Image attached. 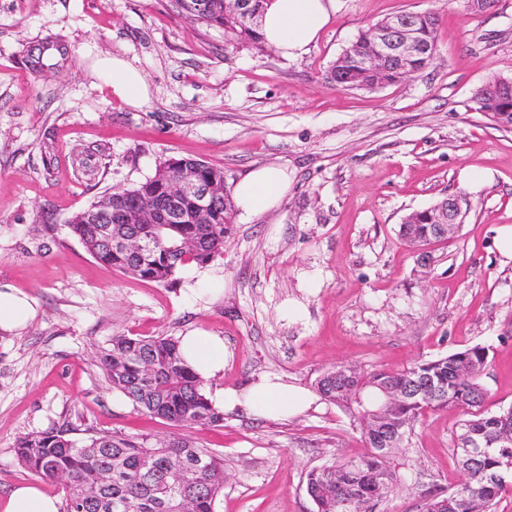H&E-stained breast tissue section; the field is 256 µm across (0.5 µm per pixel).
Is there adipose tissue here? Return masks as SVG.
I'll return each mask as SVG.
<instances>
[{"label": "adipose tissue", "instance_id": "obj_1", "mask_svg": "<svg viewBox=\"0 0 512 512\" xmlns=\"http://www.w3.org/2000/svg\"><path fill=\"white\" fill-rule=\"evenodd\" d=\"M334 12L335 0H266L260 34L269 46L285 56L297 58L308 52ZM95 67L129 103L137 105L144 100L145 83L126 61L115 56L96 61ZM287 189L288 177L284 171L264 167L239 181L234 197L243 215L255 216L275 208ZM36 315L33 299L9 287L0 289V331L10 332L25 326ZM180 352L185 362L207 381L206 396L221 411L289 416L303 411L312 401L310 392L277 377L260 378L240 390L220 386L224 341L207 331L196 330L183 336Z\"/></svg>", "mask_w": 512, "mask_h": 512}]
</instances>
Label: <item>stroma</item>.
<instances>
[{
	"mask_svg": "<svg viewBox=\"0 0 512 512\" xmlns=\"http://www.w3.org/2000/svg\"><path fill=\"white\" fill-rule=\"evenodd\" d=\"M426 10L441 17L431 68L371 92L327 82L361 29ZM112 55L143 77L140 106L94 70ZM495 77H512V0L480 14L468 0H336L295 59L227 46L223 29L187 19L176 0H0V286L38 307L25 328L0 333V503L33 480L14 451L23 434L172 433L106 381L95 353L116 335L222 336L220 383L238 389L267 374L310 389L337 364L399 371L485 345L487 407H512V260L496 242L512 225V128L473 100ZM171 157L222 168L230 188L275 166L288 192L273 210L236 215L223 255L172 284L98 262L67 233L104 191ZM466 167L491 182L471 190ZM446 196L463 212L453 238L421 250L399 238L404 216ZM462 419L451 407L425 413L377 512H420L424 494L458 483ZM183 432L224 458L219 512H315L307 472L367 452L321 398L294 417L231 412Z\"/></svg>",
	"mask_w": 512,
	"mask_h": 512,
	"instance_id": "stroma-1",
	"label": "stroma"
}]
</instances>
